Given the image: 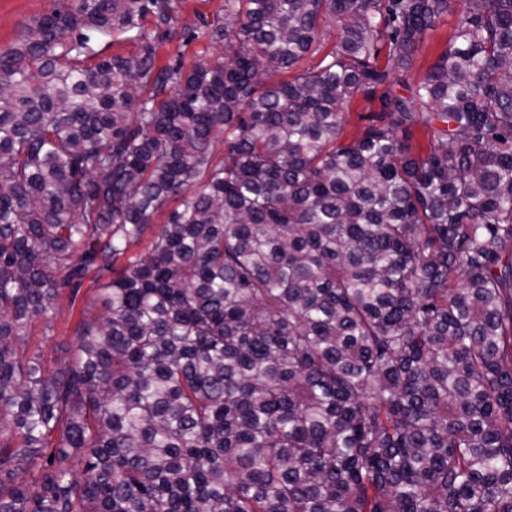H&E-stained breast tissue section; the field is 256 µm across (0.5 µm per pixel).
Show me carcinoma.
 Here are the masks:
<instances>
[{
  "mask_svg": "<svg viewBox=\"0 0 512 512\" xmlns=\"http://www.w3.org/2000/svg\"><path fill=\"white\" fill-rule=\"evenodd\" d=\"M176 20L0 48V512H512V0H224L187 70ZM456 19V12H448V18L445 19V22L434 32L431 41L427 43L422 53L418 56L415 66L405 75L406 79L414 83L422 78L427 68L436 61L438 55L444 49L445 43L452 33ZM84 288L75 304L74 314L71 317L69 301L63 297L53 303L48 312V319L36 318L29 328L28 341L31 352L36 353L47 367H55L56 358L61 348H67L77 342L75 325L81 306L88 300L98 295V284L94 288Z\"/></svg>",
  "mask_w": 512,
  "mask_h": 512,
  "instance_id": "obj_1",
  "label": "carcinoma"
}]
</instances>
